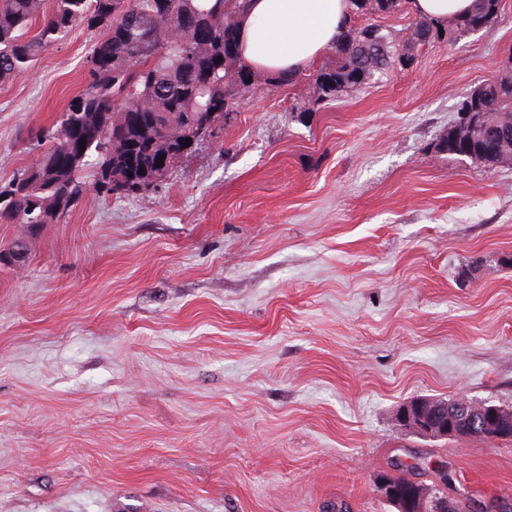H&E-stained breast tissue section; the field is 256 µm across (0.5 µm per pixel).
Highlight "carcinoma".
Wrapping results in <instances>:
<instances>
[{"instance_id": "carcinoma-1", "label": "carcinoma", "mask_w": 512, "mask_h": 512, "mask_svg": "<svg viewBox=\"0 0 512 512\" xmlns=\"http://www.w3.org/2000/svg\"><path fill=\"white\" fill-rule=\"evenodd\" d=\"M248 0H0V81L27 71L50 48L78 27L99 32L87 56L86 88L51 125L32 137L40 150L35 163L21 170L19 188H0V224L39 228L62 222L83 192L82 179L92 161L100 165V186L118 197L132 187L149 188L164 176L182 150L168 130H192L198 110L213 96L238 90L255 77L240 70L214 71L224 56V29L238 28ZM335 45L336 61L316 72L320 100L328 104L357 93L366 81L396 62L393 39L383 34L387 51L375 57L357 41L359 0ZM192 7L213 29L209 43L189 47L180 26L181 12ZM467 16L444 27L419 17L412 35L449 32L445 44L469 36ZM39 23L32 37L25 29ZM162 163H157V158Z\"/></svg>"}]
</instances>
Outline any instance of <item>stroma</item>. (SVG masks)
Masks as SVG:
<instances>
[{
  "instance_id": "35a3bbf8",
  "label": "stroma",
  "mask_w": 512,
  "mask_h": 512,
  "mask_svg": "<svg viewBox=\"0 0 512 512\" xmlns=\"http://www.w3.org/2000/svg\"><path fill=\"white\" fill-rule=\"evenodd\" d=\"M77 29L0 82V185L85 87ZM512 63L492 31L303 122L259 75L157 186L87 183L64 222L0 224V512H395V461L512 493V441L404 433L399 407L512 409V166L437 151Z\"/></svg>"
}]
</instances>
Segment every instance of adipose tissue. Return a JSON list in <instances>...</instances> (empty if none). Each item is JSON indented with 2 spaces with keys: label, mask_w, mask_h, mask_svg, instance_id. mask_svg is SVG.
<instances>
[{
  "label": "adipose tissue",
  "mask_w": 512,
  "mask_h": 512,
  "mask_svg": "<svg viewBox=\"0 0 512 512\" xmlns=\"http://www.w3.org/2000/svg\"><path fill=\"white\" fill-rule=\"evenodd\" d=\"M349 13L348 0H250L240 54L259 72H300L335 46Z\"/></svg>",
  "instance_id": "obj_1"
}]
</instances>
